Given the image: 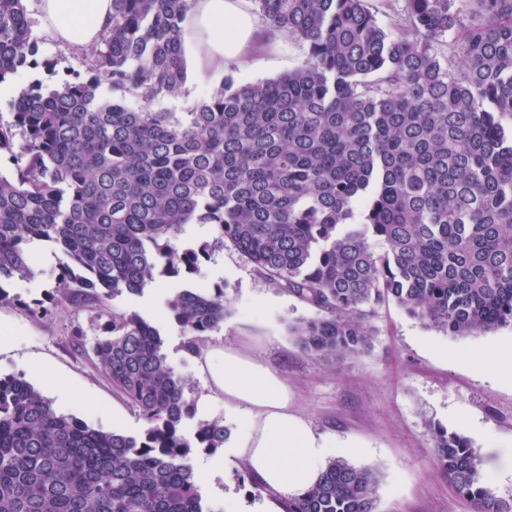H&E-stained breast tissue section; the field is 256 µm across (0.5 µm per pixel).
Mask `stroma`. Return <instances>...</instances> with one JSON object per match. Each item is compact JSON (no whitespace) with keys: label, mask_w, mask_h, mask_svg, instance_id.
Masks as SVG:
<instances>
[{"label":"stroma","mask_w":512,"mask_h":512,"mask_svg":"<svg viewBox=\"0 0 512 512\" xmlns=\"http://www.w3.org/2000/svg\"><path fill=\"white\" fill-rule=\"evenodd\" d=\"M40 0H25L27 17L38 40L37 64L0 85V122L13 115L8 102L29 79H49L83 68L80 50L63 47L44 34ZM242 7L255 28L244 46L225 56L242 84L274 79L290 70L302 55L300 46L283 35H269L265 19L251 0ZM221 81L217 74H194L185 90L155 101L154 111L186 112ZM65 256L52 245L30 254L32 278L14 282L18 301L0 306V328H8L11 346L0 349V375L25 374L57 411L82 418L105 431L141 437L146 429L138 412L116 392L91 351L78 350L73 334L86 342L102 336L112 315L136 313L155 326L163 340L167 366L185 383L184 396L195 405L183 428L193 438L199 424L217 421L228 433L236 424L224 407L223 394L211 389L197 358L186 349L187 338L165 300L178 288L224 287L229 314L205 336L203 347L238 344L250 337L249 350L287 380L294 410L317 434L363 446L350 455L356 466L377 476L376 512H475L437 471L428 421L465 434L475 450L488 443L512 445V385L499 382L478 352L512 345V327L488 334L453 337L409 317L396 303L380 306L370 349L339 364L303 352L290 334L299 318L315 310L288 290L261 277L233 246L213 254L200 273L161 277L142 293H118L92 307L57 304V282ZM42 303L47 315L32 316L27 307ZM202 498L210 512H281V493L263 490L233 448L191 457Z\"/></svg>","instance_id":"35a3bbf8"}]
</instances>
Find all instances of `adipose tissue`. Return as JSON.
<instances>
[{"mask_svg": "<svg viewBox=\"0 0 512 512\" xmlns=\"http://www.w3.org/2000/svg\"><path fill=\"white\" fill-rule=\"evenodd\" d=\"M41 21L59 45H97L112 18V0H41ZM254 22L234 0H197L185 36L186 59L198 69L223 71L224 55L248 38ZM201 370L224 396L238 426L236 455L267 489L296 496L317 479L330 453L355 452L317 435L291 410L287 382L244 346L204 350Z\"/></svg>", "mask_w": 512, "mask_h": 512, "instance_id": "obj_1", "label": "adipose tissue"}]
</instances>
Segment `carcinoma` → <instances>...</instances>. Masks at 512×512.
<instances>
[{
  "mask_svg": "<svg viewBox=\"0 0 512 512\" xmlns=\"http://www.w3.org/2000/svg\"><path fill=\"white\" fill-rule=\"evenodd\" d=\"M304 48L295 67L241 84L232 72L188 112L193 0H112L84 72L34 79L0 124V305L33 275L28 246L67 258L60 304L139 294L197 273L231 244L315 317L290 327L340 362L371 345L392 300L448 336L512 326V0H403L390 27L372 0H252ZM24 0H0V83L36 65ZM187 224L213 234L179 249ZM167 306L200 350L224 323V289L178 288ZM156 327L112 317L91 351L147 422L142 438L56 411L24 375L0 377V512H206L194 448L224 447L166 365ZM436 467L476 512H512L461 432L429 422ZM376 474L331 458L282 512H375Z\"/></svg>",
  "mask_w": 512,
  "mask_h": 512,
  "instance_id": "carcinoma-1",
  "label": "carcinoma"
}]
</instances>
